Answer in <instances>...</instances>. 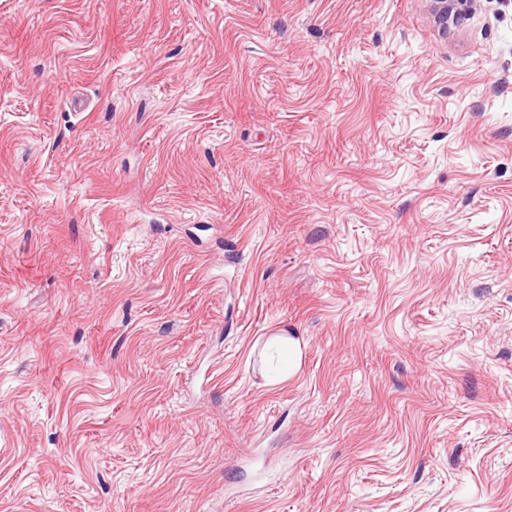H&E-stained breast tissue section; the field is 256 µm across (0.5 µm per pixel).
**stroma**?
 I'll return each mask as SVG.
<instances>
[{"instance_id":"1","label":"stroma","mask_w":512,"mask_h":512,"mask_svg":"<svg viewBox=\"0 0 512 512\" xmlns=\"http://www.w3.org/2000/svg\"><path fill=\"white\" fill-rule=\"evenodd\" d=\"M0 512H512V0H0ZM430 8L436 23L443 29L448 28V20L458 22L473 13L477 0H430ZM271 345L282 349L285 355L286 367L281 379L288 377L290 371L294 370L301 356V345L293 336H277L272 340Z\"/></svg>"}]
</instances>
